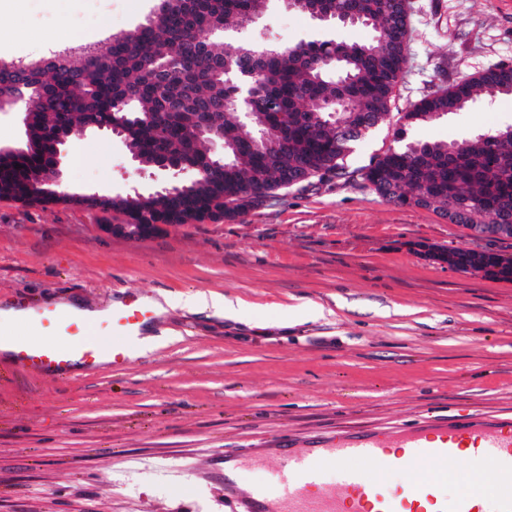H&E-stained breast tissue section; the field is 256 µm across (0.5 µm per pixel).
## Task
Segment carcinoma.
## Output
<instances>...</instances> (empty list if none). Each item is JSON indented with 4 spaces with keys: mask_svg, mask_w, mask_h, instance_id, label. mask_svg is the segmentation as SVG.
Instances as JSON below:
<instances>
[{
    "mask_svg": "<svg viewBox=\"0 0 512 512\" xmlns=\"http://www.w3.org/2000/svg\"><path fill=\"white\" fill-rule=\"evenodd\" d=\"M177 21L156 34L125 42L112 62L88 53L70 69L46 76L35 65L0 62V95L35 91L42 105L34 118L36 151L0 166V188L22 194L49 173V135L82 128L91 118L118 121L139 113L125 136L139 164L152 166L156 152L202 164L203 141L185 151V131L195 115L211 113L224 138V167L208 165L179 194L112 198V210L138 224H172L191 212L243 213L260 198L284 189L286 178L313 184L332 174L359 175L376 194L398 206L452 212L461 225L493 228L512 216V125L459 142L407 141L350 165L353 144L343 147L338 130L379 126L390 113L408 63L411 40L406 0H318L329 23L373 31L359 42L299 41L276 48L209 37L211 23L223 28L253 22L269 0H166ZM252 91L251 112L239 119L231 107L241 84ZM512 96V76L487 69L462 83L429 91L402 116L406 128L468 109L478 98ZM260 167L263 179L248 184ZM433 258L461 270L512 281V258L453 248Z\"/></svg>",
    "mask_w": 512,
    "mask_h": 512,
    "instance_id": "1",
    "label": "carcinoma"
}]
</instances>
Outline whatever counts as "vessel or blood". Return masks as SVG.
<instances>
[{
  "mask_svg": "<svg viewBox=\"0 0 512 512\" xmlns=\"http://www.w3.org/2000/svg\"><path fill=\"white\" fill-rule=\"evenodd\" d=\"M11 315L0 313V357L48 379H63L96 371L101 363L120 368L129 350L154 320L149 300L131 295L100 314L70 308L60 301L13 303ZM27 327L23 336L5 332L10 321ZM118 343L103 344L107 335ZM471 447L477 458L498 470L496 483L475 494L461 486L448 495V465ZM280 459L273 481L252 488L245 498L246 512H512V420L439 421L385 432H352L315 438L305 447L271 449ZM431 472L419 478L418 466ZM338 469L337 484L323 474ZM401 470L407 477L387 489L384 472Z\"/></svg>",
  "mask_w": 512,
  "mask_h": 512,
  "instance_id": "obj_1",
  "label": "vessel or blood"
}]
</instances>
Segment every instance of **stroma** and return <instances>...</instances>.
I'll return each instance as SVG.
<instances>
[{
	"label": "stroma",
	"mask_w": 512,
	"mask_h": 512,
	"mask_svg": "<svg viewBox=\"0 0 512 512\" xmlns=\"http://www.w3.org/2000/svg\"><path fill=\"white\" fill-rule=\"evenodd\" d=\"M409 60L385 122L352 166L392 147L399 118L437 85L512 65V0H410ZM158 0H0V61L109 42ZM270 0L227 41L264 46L367 40ZM512 124V96L408 129L455 142ZM69 191H152L163 175L117 137L73 132L61 148ZM125 215L0 199V304L21 298L104 307L168 297L151 351L121 369L48 380L0 364V512H243L271 478L255 458L275 443L475 415L512 418V281L435 260L436 248L512 256V239L475 237L424 208L353 183L276 193L232 221L211 218L141 239L114 237ZM243 303L227 319L188 298ZM323 315H311L314 305ZM249 454L237 495L224 453Z\"/></svg>",
	"instance_id": "1"
}]
</instances>
